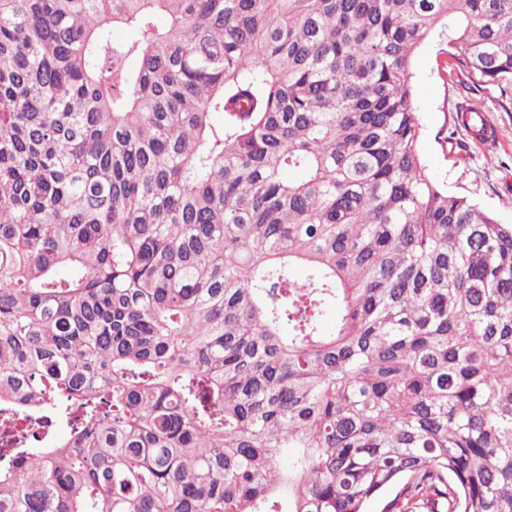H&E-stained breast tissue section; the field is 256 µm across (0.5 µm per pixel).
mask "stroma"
<instances>
[{
  "label": "stroma",
  "instance_id": "35a3bbf8",
  "mask_svg": "<svg viewBox=\"0 0 512 512\" xmlns=\"http://www.w3.org/2000/svg\"><path fill=\"white\" fill-rule=\"evenodd\" d=\"M442 49L441 41L426 42L412 70L422 125L421 158L449 192L467 196L500 223L512 224V112L498 105L496 90L472 91L441 77ZM466 102L482 107L486 123L497 132L493 144L475 142L470 131L456 123V108Z\"/></svg>",
  "mask_w": 512,
  "mask_h": 512
}]
</instances>
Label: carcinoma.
Returning <instances> with one entry per match:
<instances>
[{
  "instance_id": "1",
  "label": "carcinoma",
  "mask_w": 512,
  "mask_h": 512,
  "mask_svg": "<svg viewBox=\"0 0 512 512\" xmlns=\"http://www.w3.org/2000/svg\"><path fill=\"white\" fill-rule=\"evenodd\" d=\"M435 37L512 110V0H0V407L47 427L0 512H512V224L421 160Z\"/></svg>"
}]
</instances>
